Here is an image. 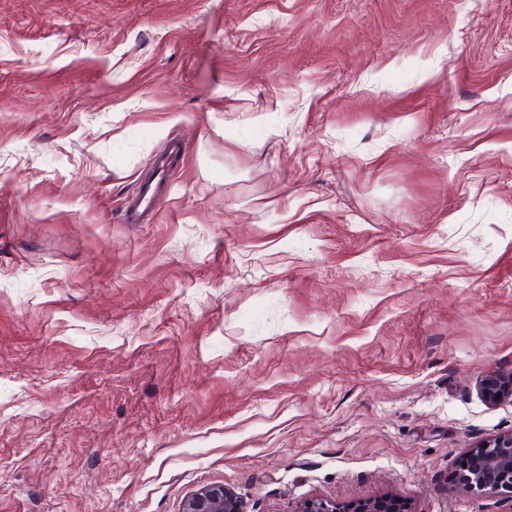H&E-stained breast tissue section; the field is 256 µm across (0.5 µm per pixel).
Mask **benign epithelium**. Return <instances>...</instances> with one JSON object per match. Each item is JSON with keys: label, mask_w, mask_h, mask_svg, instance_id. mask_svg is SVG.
Returning a JSON list of instances; mask_svg holds the SVG:
<instances>
[{"label": "benign epithelium", "mask_w": 512, "mask_h": 512, "mask_svg": "<svg viewBox=\"0 0 512 512\" xmlns=\"http://www.w3.org/2000/svg\"><path fill=\"white\" fill-rule=\"evenodd\" d=\"M482 397L490 402L512 400V373L490 375L479 383ZM471 468L460 482L467 488H477L512 497V432L479 442L471 451ZM183 512H247L244 500L224 485L203 487L192 493L184 503ZM299 512H407L399 498H383L359 502L352 506L310 500Z\"/></svg>", "instance_id": "obj_1"}]
</instances>
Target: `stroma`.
I'll list each match as a JSON object with an SVG mask.
<instances>
[{"label": "stroma", "mask_w": 512, "mask_h": 512, "mask_svg": "<svg viewBox=\"0 0 512 512\" xmlns=\"http://www.w3.org/2000/svg\"><path fill=\"white\" fill-rule=\"evenodd\" d=\"M510 372L512 0H0V512H512ZM184 153L185 146L180 140L170 141L166 153L157 158L153 170L140 177L138 193L125 202L123 223L144 224L150 220L154 197L162 188L166 170ZM482 397L490 403H497L505 399L512 400V373L508 375H490L479 383ZM501 394V398H497ZM471 468L463 472L464 487L512 497V432L479 442L471 451ZM182 512H247L244 500L224 485L203 487L192 493ZM405 503L399 498H383L359 502L352 506L310 500L303 504L299 512H406ZM409 512V511H408Z\"/></svg>", "instance_id": "35a3bbf8"}]
</instances>
